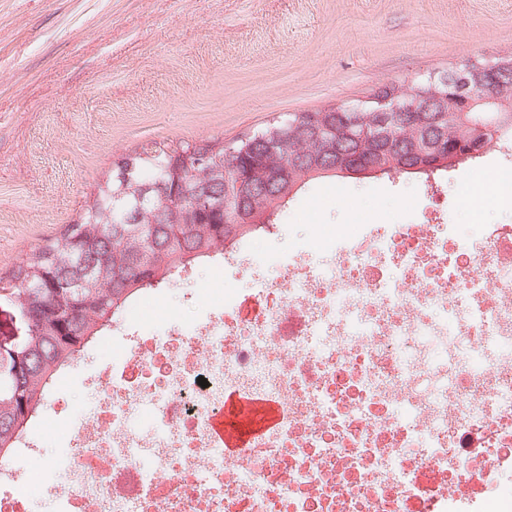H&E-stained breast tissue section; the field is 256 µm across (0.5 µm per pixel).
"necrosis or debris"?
Wrapping results in <instances>:
<instances>
[{
  "mask_svg": "<svg viewBox=\"0 0 512 512\" xmlns=\"http://www.w3.org/2000/svg\"><path fill=\"white\" fill-rule=\"evenodd\" d=\"M217 308L104 368L55 512H484L512 473V225L388 224ZM232 400L275 418L229 449ZM504 476L498 478L494 473H489L485 477L487 485L494 488L487 499L485 512H497L499 500L505 497L512 498V477Z\"/></svg>",
  "mask_w": 512,
  "mask_h": 512,
  "instance_id": "1",
  "label": "necrosis or debris"
}]
</instances>
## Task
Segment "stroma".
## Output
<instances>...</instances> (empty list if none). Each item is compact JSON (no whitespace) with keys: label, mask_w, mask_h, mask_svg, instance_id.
<instances>
[{"label":"stroma","mask_w":512,"mask_h":512,"mask_svg":"<svg viewBox=\"0 0 512 512\" xmlns=\"http://www.w3.org/2000/svg\"><path fill=\"white\" fill-rule=\"evenodd\" d=\"M512 53V0H0V281L82 214L121 154L150 141L232 143L295 112L338 107L388 83ZM512 171L492 147L447 173L311 181L273 234L245 239L240 264L215 260L141 293L52 385L26 426L10 488L52 512L66 483L63 443L89 418L97 369L130 340L163 337L299 256L330 262L367 224H415L439 210L477 244L512 209L469 207L460 189Z\"/></svg>","instance_id":"stroma-1"}]
</instances>
